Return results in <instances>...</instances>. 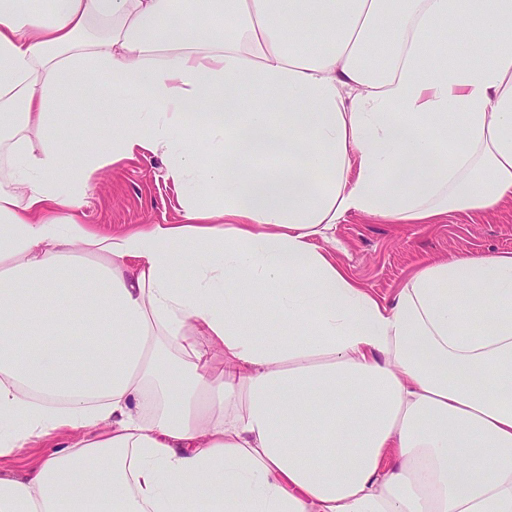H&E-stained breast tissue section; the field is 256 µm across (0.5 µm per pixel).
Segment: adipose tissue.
<instances>
[{
    "instance_id": "obj_1",
    "label": "adipose tissue",
    "mask_w": 512,
    "mask_h": 512,
    "mask_svg": "<svg viewBox=\"0 0 512 512\" xmlns=\"http://www.w3.org/2000/svg\"><path fill=\"white\" fill-rule=\"evenodd\" d=\"M2 111L0 457L84 437L0 512H512V253L388 303L336 257L350 214L512 201V0H0ZM140 149L180 223L90 231Z\"/></svg>"
}]
</instances>
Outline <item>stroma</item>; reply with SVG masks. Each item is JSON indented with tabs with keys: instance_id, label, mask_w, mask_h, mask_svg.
Here are the masks:
<instances>
[{
	"instance_id": "35a3bbf8",
	"label": "stroma",
	"mask_w": 512,
	"mask_h": 512,
	"mask_svg": "<svg viewBox=\"0 0 512 512\" xmlns=\"http://www.w3.org/2000/svg\"><path fill=\"white\" fill-rule=\"evenodd\" d=\"M166 155L137 153L99 173L83 208L85 222L101 233L133 231L145 224L178 223L184 196L166 181ZM339 259L349 277L381 300H391L425 259L460 253L512 252V205L493 212L452 213L439 224H387L357 214L338 224ZM81 432H58L33 441L26 452L0 459V470L23 474L51 448L68 447Z\"/></svg>"
}]
</instances>
